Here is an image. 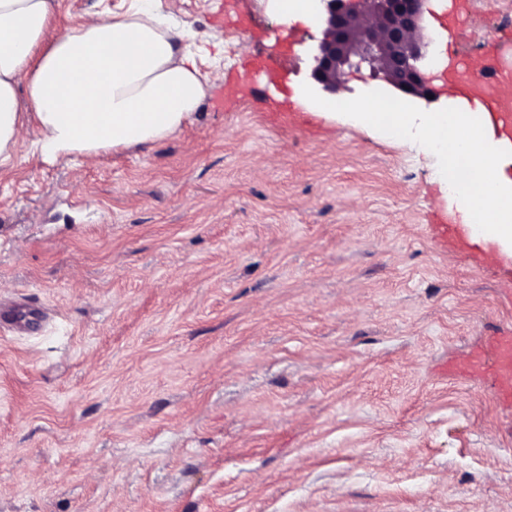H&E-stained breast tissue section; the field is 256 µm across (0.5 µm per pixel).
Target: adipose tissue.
Listing matches in <instances>:
<instances>
[{
	"mask_svg": "<svg viewBox=\"0 0 512 512\" xmlns=\"http://www.w3.org/2000/svg\"><path fill=\"white\" fill-rule=\"evenodd\" d=\"M50 14V0H0V167L22 142L26 106L34 147L51 160L160 141L196 112L205 87L195 57L162 29L154 0L49 42Z\"/></svg>",
	"mask_w": 512,
	"mask_h": 512,
	"instance_id": "adipose-tissue-1",
	"label": "adipose tissue"
}]
</instances>
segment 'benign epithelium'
Returning a JSON list of instances; mask_svg holds the SVG:
<instances>
[{"instance_id": "7a95c632", "label": "benign epithelium", "mask_w": 512, "mask_h": 512, "mask_svg": "<svg viewBox=\"0 0 512 512\" xmlns=\"http://www.w3.org/2000/svg\"><path fill=\"white\" fill-rule=\"evenodd\" d=\"M323 27L311 78L319 93L334 95L352 71L367 66L388 90L430 102L422 66L425 0H314Z\"/></svg>"}]
</instances>
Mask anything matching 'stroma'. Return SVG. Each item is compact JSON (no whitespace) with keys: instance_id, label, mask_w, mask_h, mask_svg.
<instances>
[{"instance_id":"obj_1","label":"stroma","mask_w":512,"mask_h":512,"mask_svg":"<svg viewBox=\"0 0 512 512\" xmlns=\"http://www.w3.org/2000/svg\"><path fill=\"white\" fill-rule=\"evenodd\" d=\"M134 0H51L49 36ZM271 0H158L211 75L193 119L92 163L0 168V512H512V408L444 374L512 327L503 272L436 250V156L309 101L313 20ZM427 0L425 73L463 33ZM282 41L285 93L228 95Z\"/></svg>"}]
</instances>
